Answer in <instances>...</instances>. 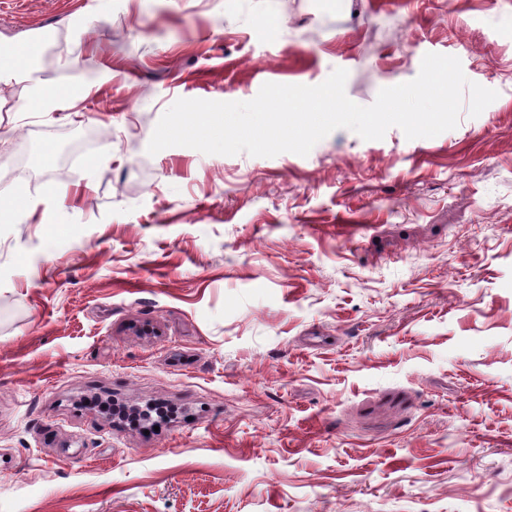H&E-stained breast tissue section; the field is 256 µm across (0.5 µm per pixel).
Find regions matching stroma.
Segmentation results:
<instances>
[{
  "instance_id": "obj_1",
  "label": "stroma",
  "mask_w": 512,
  "mask_h": 512,
  "mask_svg": "<svg viewBox=\"0 0 512 512\" xmlns=\"http://www.w3.org/2000/svg\"><path fill=\"white\" fill-rule=\"evenodd\" d=\"M42 33L84 95L0 112L33 203L0 222V512H512V0H0V41ZM429 52L497 99L433 138L147 152L177 99L343 68L368 106Z\"/></svg>"
}]
</instances>
